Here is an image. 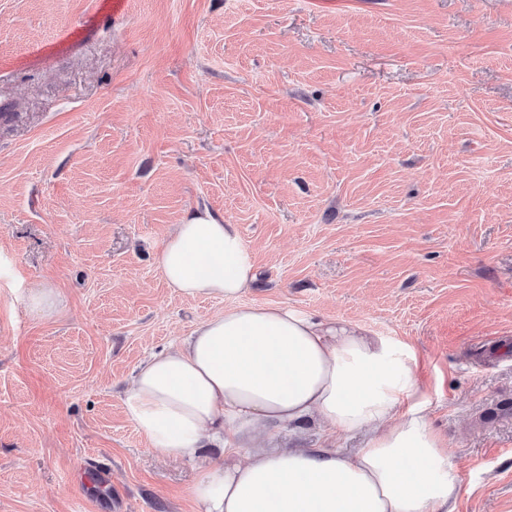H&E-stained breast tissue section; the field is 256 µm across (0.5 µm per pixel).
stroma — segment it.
I'll use <instances>...</instances> for the list:
<instances>
[{"instance_id": "1", "label": "stroma", "mask_w": 512, "mask_h": 512, "mask_svg": "<svg viewBox=\"0 0 512 512\" xmlns=\"http://www.w3.org/2000/svg\"><path fill=\"white\" fill-rule=\"evenodd\" d=\"M0 106V512H193L202 468L357 447L314 421L181 460L127 417L224 310L158 266L200 206L240 230V303L411 346L454 512H512V0H0ZM29 306L32 312L41 317H51L62 304V297L57 288L50 284H44L33 288L28 296Z\"/></svg>"}]
</instances>
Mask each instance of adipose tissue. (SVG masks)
Masks as SVG:
<instances>
[{"label":"adipose tissue","instance_id":"obj_1","mask_svg":"<svg viewBox=\"0 0 512 512\" xmlns=\"http://www.w3.org/2000/svg\"><path fill=\"white\" fill-rule=\"evenodd\" d=\"M158 264L182 298L226 306L126 389V414L152 447L191 460L208 442L231 448L258 427L312 419L363 438L349 456L283 448L207 468L189 489L196 512H449L460 476L407 346L285 304H237L253 265L237 226L205 208L178 225Z\"/></svg>","mask_w":512,"mask_h":512}]
</instances>
